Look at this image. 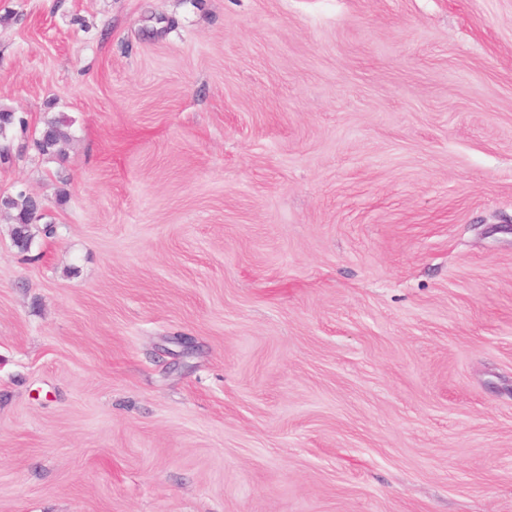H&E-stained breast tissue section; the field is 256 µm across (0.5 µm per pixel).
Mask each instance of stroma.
Listing matches in <instances>:
<instances>
[{"label": "stroma", "instance_id": "1", "mask_svg": "<svg viewBox=\"0 0 512 512\" xmlns=\"http://www.w3.org/2000/svg\"><path fill=\"white\" fill-rule=\"evenodd\" d=\"M0 106V512H512V0H0ZM70 127V122L64 116L46 120L38 137L33 141L37 152L42 156L48 157H61L64 155L72 139ZM2 202L0 204V212L3 211L6 214L7 219L11 224V237L15 244L23 251L29 249V243L33 236L31 233V226L35 224L42 216L43 207L42 204L36 200L35 205L31 210V214L28 216V224H21L25 220L26 216L30 211V198L22 193H18L16 197L13 196H2Z\"/></svg>", "mask_w": 512, "mask_h": 512}]
</instances>
